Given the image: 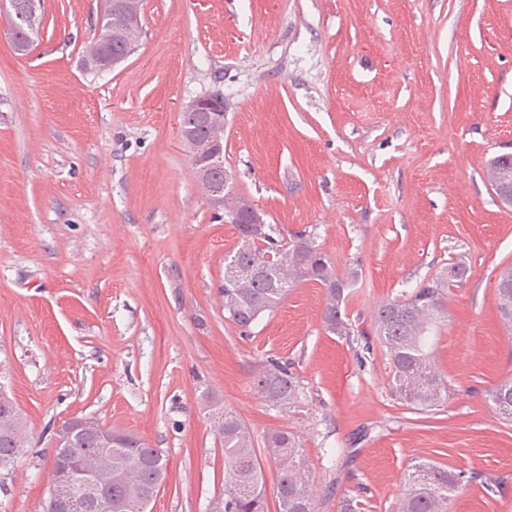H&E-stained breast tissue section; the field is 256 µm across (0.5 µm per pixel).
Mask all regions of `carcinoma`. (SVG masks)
<instances>
[{
	"instance_id": "1",
	"label": "carcinoma",
	"mask_w": 512,
	"mask_h": 512,
	"mask_svg": "<svg viewBox=\"0 0 512 512\" xmlns=\"http://www.w3.org/2000/svg\"><path fill=\"white\" fill-rule=\"evenodd\" d=\"M122 0H107L102 26L86 64L107 51L113 57L140 39L141 27L121 22ZM8 26L20 32L39 33L43 14L26 11L25 0H15L6 12ZM182 141L213 144L205 194L224 197L231 208L243 199L232 179H224V125H205L198 113L182 118ZM253 223L237 224V245L224 256V295L235 305L224 308L226 319L247 334L263 316L272 313L300 282L322 287L326 294L323 323L328 332L350 338L346 301L359 280L360 269L350 266L340 272L316 243L314 234L292 232L255 212ZM469 268L448 264L431 279L402 299L381 303L374 313L376 339L385 351L391 396L418 411H432L448 401L447 378L437 370L431 356L436 323L443 314L446 290L468 278ZM501 319L512 327V267L504 268L495 283ZM253 388L272 409L286 412L302 402L300 381L288 363L270 359L254 376ZM495 411L512 420V379L489 391ZM216 436L224 448V496L214 500L219 512H267L266 493L254 440L236 414L228 409L213 416ZM0 459L15 461L24 454L27 423L16 404L0 400ZM267 453L279 467L277 498L279 512H316L313 485L303 460L302 442L292 432L278 429L264 439ZM73 462L101 480L112 479V500L124 503L123 512H146L144 499L157 481L158 469H168V459L158 448L130 435L126 446L105 455L89 433L72 448ZM473 480L463 470L432 461H416L408 469L407 488L397 512H445L448 501L465 482Z\"/></svg>"
}]
</instances>
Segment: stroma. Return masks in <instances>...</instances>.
I'll return each mask as SVG.
<instances>
[{
	"instance_id": "obj_1",
	"label": "stroma",
	"mask_w": 512,
	"mask_h": 512,
	"mask_svg": "<svg viewBox=\"0 0 512 512\" xmlns=\"http://www.w3.org/2000/svg\"><path fill=\"white\" fill-rule=\"evenodd\" d=\"M106 0H44L36 50L15 54L0 13V385L30 433L0 467V512H41L54 432L96 417L161 449L148 512H209L224 493L210 420L251 432L268 512L278 465L263 444L303 442L318 512L359 496L395 512L416 460L473 473L446 512H512V421L487 394L512 377L496 276L512 264V207L485 179L512 153V0H143L142 38L93 73L84 59ZM222 94L224 166L268 222L314 232L361 277L350 339L328 333L325 293L291 288L241 335L224 317L237 242L180 136L195 98ZM433 347L439 409L389 393L373 312L448 262ZM288 360L304 396L280 413L251 386ZM502 480L488 496L480 476Z\"/></svg>"
}]
</instances>
